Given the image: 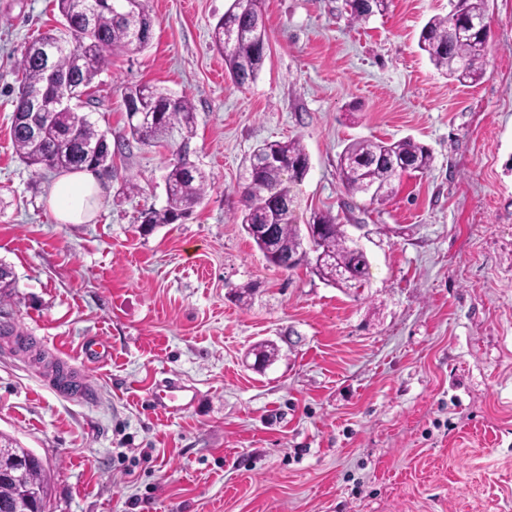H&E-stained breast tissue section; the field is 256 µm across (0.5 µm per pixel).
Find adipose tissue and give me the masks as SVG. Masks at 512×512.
I'll list each match as a JSON object with an SVG mask.
<instances>
[{
  "label": "adipose tissue",
  "instance_id": "obj_1",
  "mask_svg": "<svg viewBox=\"0 0 512 512\" xmlns=\"http://www.w3.org/2000/svg\"><path fill=\"white\" fill-rule=\"evenodd\" d=\"M101 186L97 174L87 168L57 178L48 192V205L62 224L89 223L100 206Z\"/></svg>",
  "mask_w": 512,
  "mask_h": 512
}]
</instances>
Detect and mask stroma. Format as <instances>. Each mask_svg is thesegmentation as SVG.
Segmentation results:
<instances>
[{"instance_id":"35a3bbf8","label":"stroma","mask_w":512,"mask_h":512,"mask_svg":"<svg viewBox=\"0 0 512 512\" xmlns=\"http://www.w3.org/2000/svg\"><path fill=\"white\" fill-rule=\"evenodd\" d=\"M231 3L144 0L149 47L113 55L89 106L112 147L100 208L61 224L55 173L10 138L16 61L57 4L0 0V312L18 329L0 335V432L50 473L46 512H512V0H488L473 85L417 46L456 0H389L360 22L345 0H264L269 50L243 88L210 38ZM135 84L192 100L189 159L208 177L188 218L149 232L179 143L125 142ZM406 136L431 169L381 205L347 195L343 149ZM288 138L310 158L296 223L349 225L366 287L271 266L240 224L245 161ZM100 339L107 356L86 358ZM262 340L280 354L259 371ZM168 382L194 393L172 413L151 396Z\"/></svg>"}]
</instances>
